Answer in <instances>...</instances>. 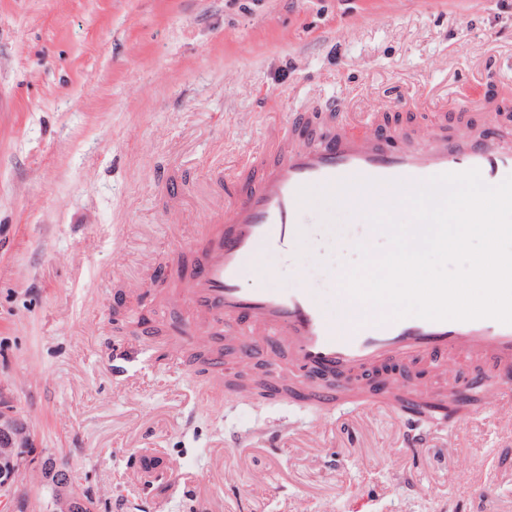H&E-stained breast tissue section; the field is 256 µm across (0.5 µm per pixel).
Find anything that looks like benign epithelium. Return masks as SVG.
<instances>
[{
  "label": "benign epithelium",
  "instance_id": "7a95c632",
  "mask_svg": "<svg viewBox=\"0 0 512 512\" xmlns=\"http://www.w3.org/2000/svg\"><path fill=\"white\" fill-rule=\"evenodd\" d=\"M0 439L8 442L0 448V502L15 510L14 491L16 475L26 463H35L50 479L51 512H82L83 501L67 494L64 476L67 472L58 467L50 457L36 454L30 439L17 429L16 417L11 406L0 400Z\"/></svg>",
  "mask_w": 512,
  "mask_h": 512
}]
</instances>
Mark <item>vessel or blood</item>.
Here are the masks:
<instances>
[{
    "instance_id": "vessel-or-blood-1",
    "label": "vessel or blood",
    "mask_w": 512,
    "mask_h": 512,
    "mask_svg": "<svg viewBox=\"0 0 512 512\" xmlns=\"http://www.w3.org/2000/svg\"><path fill=\"white\" fill-rule=\"evenodd\" d=\"M412 138V146L400 148L379 130H335L300 113L255 152L228 184L223 212L200 225L191 243L177 247L180 262L165 273L178 283L169 308L184 315L167 347L171 363L204 367L214 388L224 389V361L216 351L225 324L233 321L250 329L239 339L238 368L262 361L275 390L284 367L294 368L295 392L315 407V423L345 405L369 409L374 398L359 393L358 377L394 363L403 371L388 377L381 396L415 417L417 404L438 394L411 388L408 370L429 360L447 377V394L464 387L512 424V324L395 320L358 314L352 304L331 318L310 288L272 287L279 270L268 265L262 285H242L257 257H288L307 247L300 226L309 186H321L343 208L361 212L391 201L396 181L410 186L475 169L494 186L512 175V132L498 125L479 136L465 126L452 133L444 125H421Z\"/></svg>"
}]
</instances>
